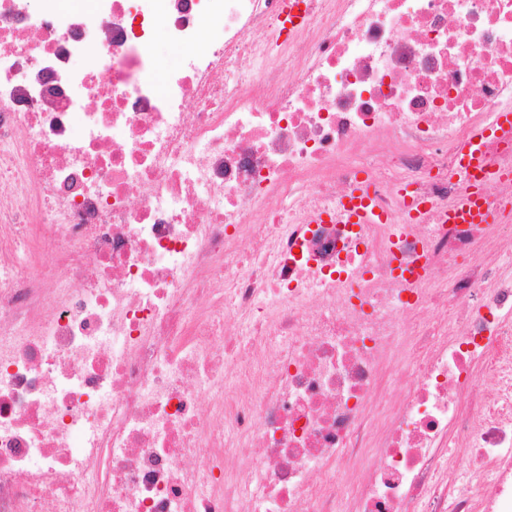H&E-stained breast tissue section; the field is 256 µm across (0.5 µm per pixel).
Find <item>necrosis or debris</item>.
<instances>
[{
  "mask_svg": "<svg viewBox=\"0 0 512 512\" xmlns=\"http://www.w3.org/2000/svg\"><path fill=\"white\" fill-rule=\"evenodd\" d=\"M283 3L0 0V512H512V0ZM509 129H512V109L495 112L494 120L490 127H482L475 130L469 142L461 148L462 168L474 176L473 186L467 194L461 197L448 210V223L468 221L487 224L491 222V216H488L487 210L480 204L483 197L482 182L484 174L478 168L477 149L479 144L492 133ZM370 205V195L363 186L352 191L342 203L343 211L352 223L361 224L369 220L384 221V215L375 212Z\"/></svg>",
  "mask_w": 512,
  "mask_h": 512,
  "instance_id": "1",
  "label": "necrosis or debris"
}]
</instances>
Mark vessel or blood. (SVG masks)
Here are the masks:
<instances>
[{
    "instance_id": "obj_1",
    "label": "vessel or blood",
    "mask_w": 512,
    "mask_h": 512,
    "mask_svg": "<svg viewBox=\"0 0 512 512\" xmlns=\"http://www.w3.org/2000/svg\"><path fill=\"white\" fill-rule=\"evenodd\" d=\"M512 129V109L495 113L490 126L474 131L469 142L461 151V164L464 171L473 177L470 191L461 197L448 211V219L452 222L468 221L472 223H489L488 212L481 205L483 174L478 167L477 149L479 144L491 133ZM343 210L349 221L361 224L377 219L378 214L371 205V198L365 188H357L346 197Z\"/></svg>"
}]
</instances>
